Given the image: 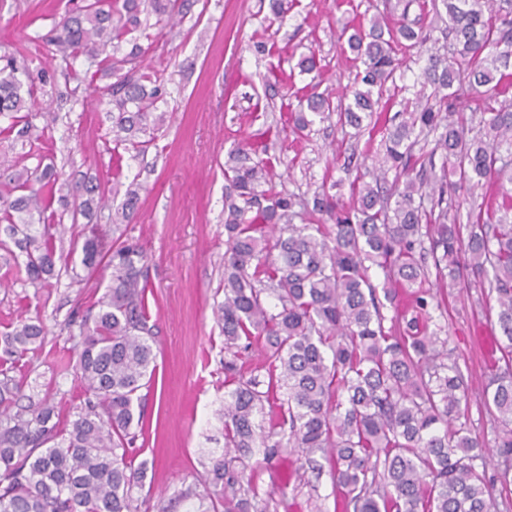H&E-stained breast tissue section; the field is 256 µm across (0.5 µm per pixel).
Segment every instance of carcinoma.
<instances>
[{"label": "carcinoma", "instance_id": "cac0c4a2", "mask_svg": "<svg viewBox=\"0 0 512 512\" xmlns=\"http://www.w3.org/2000/svg\"><path fill=\"white\" fill-rule=\"evenodd\" d=\"M185 0H80L42 38L46 55L63 61L85 54L114 78L115 147L145 145L166 124L158 111L164 79L143 71L142 49L121 43L149 18L165 28L184 17ZM446 15L440 29L396 22L369 29L352 24L342 48L356 64L339 96L322 85L313 53L297 67L313 74L298 100L293 131L336 120L358 138L377 123L386 90L400 121L386 129L382 165L343 166L353 206L321 186L308 201L271 187L270 158L251 143L233 147L224 163V300L215 315L224 332V451L208 450L203 489L191 487L155 504L134 496L144 463L131 448L144 427L142 390L156 367L144 276L146 255L136 243L104 252L97 230L81 251L87 278L110 272L105 291L79 323L82 349L75 374L83 404L64 417L51 398L16 408L27 354L44 341L41 324L19 319L0 332V512H269L274 501L244 480L248 461L289 448L306 469H328L341 512H492L494 483L512 484V0H432ZM446 39L455 58L436 44ZM426 47L412 87L396 84L400 52ZM50 72L0 48V116L29 112L37 85ZM481 91L479 124L460 100ZM429 151L415 150L418 136ZM441 176L433 179L436 159ZM416 172L410 176V172ZM495 186V201L469 210L467 224L448 223V194ZM0 223L24 257L28 279L54 275L56 236L49 213L54 167H18L0 160ZM126 190L123 220L137 209ZM330 224H295L296 208ZM467 235H462V230ZM383 276L373 283L370 270ZM466 276L469 288L495 296L494 347L507 358L483 389L484 407L498 423L496 455L505 468L493 479L478 470L486 448L460 421L468 385L447 340L430 329L441 300L424 287ZM396 316L385 327L383 309ZM260 359L250 362L249 352ZM320 458H315V455Z\"/></svg>", "mask_w": 512, "mask_h": 512}]
</instances>
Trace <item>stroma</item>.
I'll list each match as a JSON object with an SVG mask.
<instances>
[{
    "label": "stroma",
    "instance_id": "35a3bbf8",
    "mask_svg": "<svg viewBox=\"0 0 512 512\" xmlns=\"http://www.w3.org/2000/svg\"><path fill=\"white\" fill-rule=\"evenodd\" d=\"M184 22L168 36L137 30L121 45H140L148 70L163 75L167 95L159 105L167 131L146 151L114 152L109 112V77L93 84L80 77L91 63L47 58L41 35L62 18L67 0H0V45L24 57L31 69L53 72L30 112V137L0 138V156L32 168L54 165L62 193L51 201L54 218L66 229L50 287L32 284L0 250V325L19 318L42 321L43 347L26 358L24 394L32 401L51 397L63 413L75 412L80 387L73 364L79 348L78 319L101 296L106 280L88 277L79 248L89 228L111 224L130 183L140 187L132 221L117 231L138 242L147 255L146 276L151 321L156 332V369L146 396L145 434L136 447L147 461L144 488L150 495L173 493L202 471L201 451L224 445V334L214 310L223 298L224 161L237 144L262 138L273 163L276 190L312 195L342 173L335 153L343 149L372 166L383 157L382 135L365 133L342 141L335 124L315 122L303 136L290 132L293 104L311 77L294 65L312 52L325 66L326 85L338 88L355 74L340 54L335 36L343 22L369 20L390 9L391 19L432 21L431 0H413L408 11L397 0H293L276 29L264 18L269 0H188ZM264 51H257V44ZM286 80L288 97L272 95L268 85ZM101 185L111 196L108 209H87L82 185ZM429 286L443 299L433 323L448 340V351L469 386L463 411L474 436L490 450L486 473L504 466L494 455L498 430L485 409L481 391L488 375L483 338L494 326V296L465 287L462 281L436 279Z\"/></svg>",
    "mask_w": 512,
    "mask_h": 512
}]
</instances>
